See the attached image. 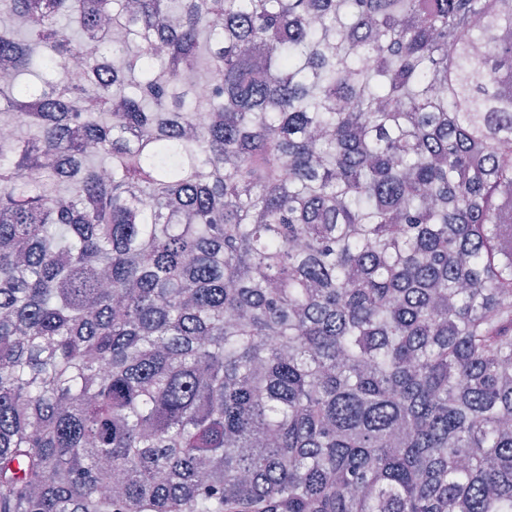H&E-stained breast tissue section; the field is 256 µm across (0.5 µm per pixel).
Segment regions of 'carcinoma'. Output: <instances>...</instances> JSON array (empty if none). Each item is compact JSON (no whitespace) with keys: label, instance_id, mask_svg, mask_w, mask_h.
Wrapping results in <instances>:
<instances>
[{"label":"carcinoma","instance_id":"carcinoma-1","mask_svg":"<svg viewBox=\"0 0 512 512\" xmlns=\"http://www.w3.org/2000/svg\"><path fill=\"white\" fill-rule=\"evenodd\" d=\"M0 11V512H512V0Z\"/></svg>","mask_w":512,"mask_h":512}]
</instances>
